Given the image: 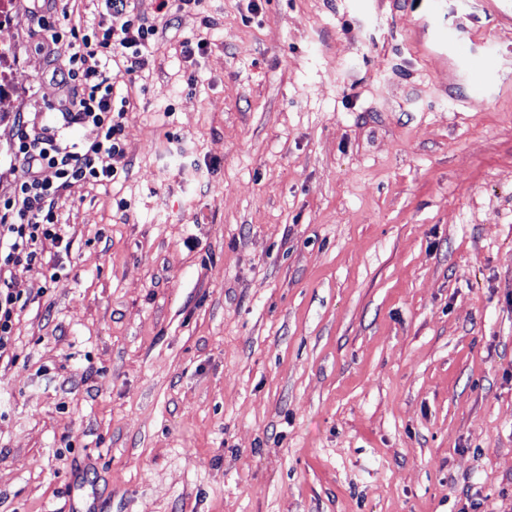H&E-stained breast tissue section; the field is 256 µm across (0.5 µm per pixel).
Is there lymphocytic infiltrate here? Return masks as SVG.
I'll use <instances>...</instances> for the list:
<instances>
[{
	"instance_id": "1",
	"label": "lymphocytic infiltrate",
	"mask_w": 512,
	"mask_h": 512,
	"mask_svg": "<svg viewBox=\"0 0 512 512\" xmlns=\"http://www.w3.org/2000/svg\"><path fill=\"white\" fill-rule=\"evenodd\" d=\"M106 3L112 14L125 16L121 29L83 30L80 19L66 8L30 15L41 49L68 36L72 52L50 67L60 96L47 107L45 124L37 130L24 125L18 129L13 150L24 177L9 194L0 196V359L17 358L15 316L31 296L21 285L19 271L42 261L44 244L62 241L56 214L59 199L76 187L101 185L120 176L104 160L125 155L124 118L131 100L121 78L147 65L158 32L156 18L198 7L201 0H155L150 17L137 11L134 0ZM75 125L93 127L94 140H70L68 131Z\"/></svg>"
}]
</instances>
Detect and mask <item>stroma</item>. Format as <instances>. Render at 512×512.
<instances>
[{"instance_id": "obj_1", "label": "stroma", "mask_w": 512, "mask_h": 512, "mask_svg": "<svg viewBox=\"0 0 512 512\" xmlns=\"http://www.w3.org/2000/svg\"><path fill=\"white\" fill-rule=\"evenodd\" d=\"M8 2L0 194L72 52ZM126 85L19 273L0 512H512L502 0H202Z\"/></svg>"}]
</instances>
